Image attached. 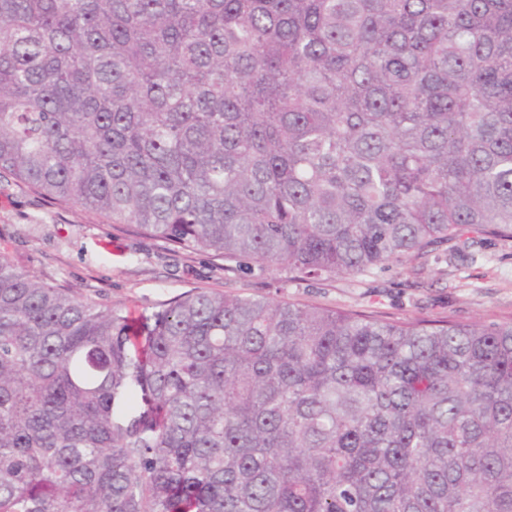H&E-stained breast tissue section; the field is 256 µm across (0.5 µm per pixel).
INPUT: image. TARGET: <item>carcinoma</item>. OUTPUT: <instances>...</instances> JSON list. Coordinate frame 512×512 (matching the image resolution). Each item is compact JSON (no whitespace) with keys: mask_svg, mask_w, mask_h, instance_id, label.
Masks as SVG:
<instances>
[{"mask_svg":"<svg viewBox=\"0 0 512 512\" xmlns=\"http://www.w3.org/2000/svg\"><path fill=\"white\" fill-rule=\"evenodd\" d=\"M168 245L349 276L512 239V0H0V175ZM0 512H512V319L0 253Z\"/></svg>","mask_w":512,"mask_h":512,"instance_id":"1","label":"carcinoma"}]
</instances>
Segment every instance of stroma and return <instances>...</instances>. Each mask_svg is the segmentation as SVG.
<instances>
[{
    "mask_svg": "<svg viewBox=\"0 0 512 512\" xmlns=\"http://www.w3.org/2000/svg\"><path fill=\"white\" fill-rule=\"evenodd\" d=\"M462 230L423 258L357 277L295 276L181 249L0 178V253L41 281L137 316L207 291L339 308L388 321L512 318V240Z\"/></svg>",
    "mask_w": 512,
    "mask_h": 512,
    "instance_id": "obj_1",
    "label": "stroma"
}]
</instances>
